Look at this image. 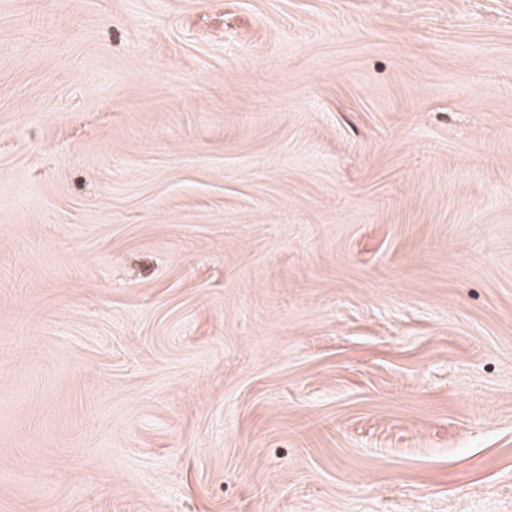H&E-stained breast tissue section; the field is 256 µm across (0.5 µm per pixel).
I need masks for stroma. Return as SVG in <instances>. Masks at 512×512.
Segmentation results:
<instances>
[{"mask_svg":"<svg viewBox=\"0 0 512 512\" xmlns=\"http://www.w3.org/2000/svg\"><path fill=\"white\" fill-rule=\"evenodd\" d=\"M0 512H512V0H0Z\"/></svg>","mask_w":512,"mask_h":512,"instance_id":"35a3bbf8","label":"stroma"}]
</instances>
